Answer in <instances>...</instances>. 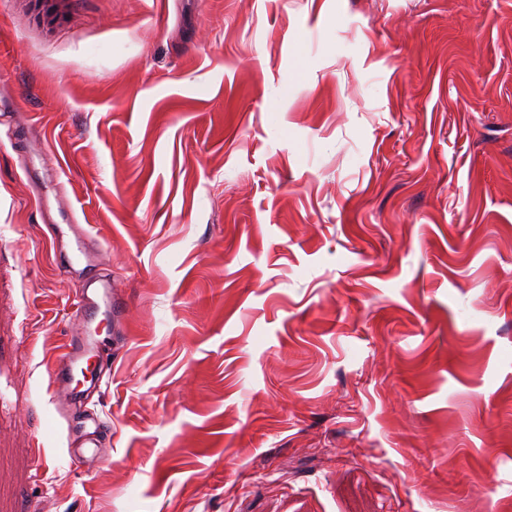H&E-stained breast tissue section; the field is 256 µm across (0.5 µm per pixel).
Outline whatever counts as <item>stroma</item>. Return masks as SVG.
<instances>
[{
  "label": "stroma",
  "mask_w": 512,
  "mask_h": 512,
  "mask_svg": "<svg viewBox=\"0 0 512 512\" xmlns=\"http://www.w3.org/2000/svg\"><path fill=\"white\" fill-rule=\"evenodd\" d=\"M0 99V512H512V0H0ZM112 288H114L112 278L107 274L88 279L78 297L76 314L78 315L88 308L98 307L101 301L107 305L108 311L112 313V298L120 299L116 290L112 291ZM80 336L65 344L56 359L48 363L47 376L53 387L54 394L73 404H83L92 393L99 392L106 383L108 365L102 362L95 364L89 385L79 387L73 383L72 374L75 369H87L89 363L98 357L97 329L90 323L83 324ZM87 426L90 430L84 432V444L86 448H94L92 456L99 454V448L102 447L100 436L106 428H109L107 421L96 412H90L84 417V428Z\"/></svg>",
  "instance_id": "1"
}]
</instances>
